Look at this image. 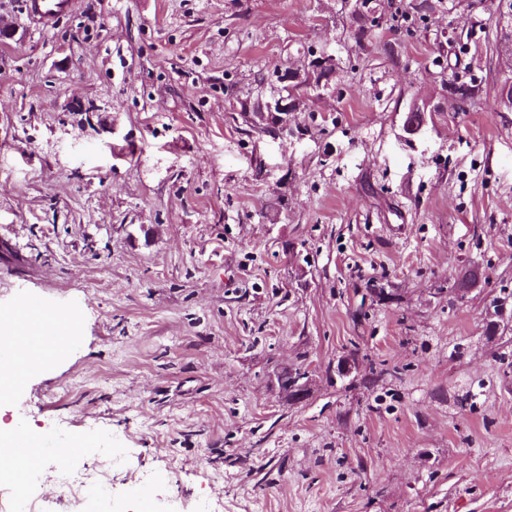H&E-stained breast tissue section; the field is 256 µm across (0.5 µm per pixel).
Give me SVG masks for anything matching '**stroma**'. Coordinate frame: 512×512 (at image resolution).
<instances>
[{"label": "stroma", "mask_w": 512, "mask_h": 512, "mask_svg": "<svg viewBox=\"0 0 512 512\" xmlns=\"http://www.w3.org/2000/svg\"><path fill=\"white\" fill-rule=\"evenodd\" d=\"M418 2L359 45L355 0H0V314L77 327L0 404L47 512L108 456L86 512H512V69L490 0ZM324 48L287 131L243 122ZM68 10L69 0H29L27 20L39 28L49 29ZM111 485L109 470L103 469L78 474L61 466L55 470L53 477L55 499L75 506L83 505L86 498L107 499Z\"/></svg>", "instance_id": "stroma-1"}]
</instances>
